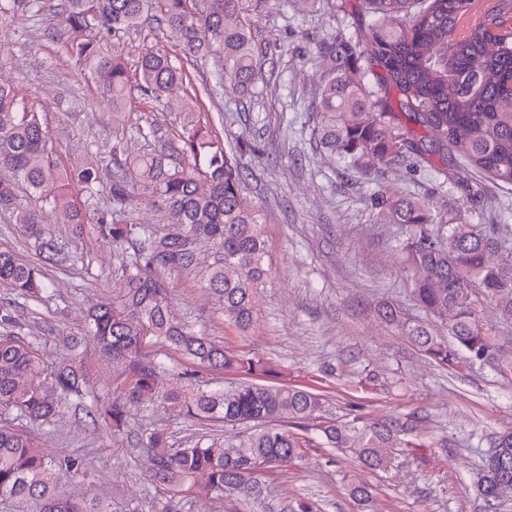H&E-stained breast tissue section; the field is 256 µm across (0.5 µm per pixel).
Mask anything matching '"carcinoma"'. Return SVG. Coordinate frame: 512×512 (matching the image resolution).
I'll use <instances>...</instances> for the list:
<instances>
[{
  "label": "carcinoma",
  "instance_id": "cac0c4a2",
  "mask_svg": "<svg viewBox=\"0 0 512 512\" xmlns=\"http://www.w3.org/2000/svg\"><path fill=\"white\" fill-rule=\"evenodd\" d=\"M32 0H0V24L30 9ZM349 0L332 4L336 36L319 45L328 60L318 85L314 130L320 147L375 185L370 195L376 219L400 226L395 245L410 276L411 294L424 312L406 318L392 303L378 306L381 322L394 328L431 363L453 368L466 361L489 363L512 373V357L478 307L491 305L512 320V229L475 224L463 214L439 224L423 199L393 194L385 175L407 168L450 166L448 179L472 198L481 188L470 173L512 183V33L493 29L491 17L512 18V0H492L465 38L456 18L470 0H365L360 36L346 39ZM262 0H60L54 13L62 47L78 58L106 94L112 112L131 116L144 101L170 99L183 70L169 56L147 52L139 60L140 82L132 83L122 58L107 40L143 28L148 18L178 42L184 58L215 56L217 79L243 94L266 84L257 65L252 28ZM175 141L158 150L133 154L122 142L112 147L115 172L101 183L91 163L64 165L48 148L40 112L0 81V207H10L15 223L56 251L49 218L60 216L82 232L88 206L78 200L107 193L111 207L97 212L94 228L117 252L124 273L121 303L110 300L88 313L90 336L112 360L117 395L102 401L89 390L83 358L74 352L50 365L39 342L0 336V502L24 512H111L84 497L62 496L57 486L84 469L73 456L47 454L25 430L48 425L62 406L85 403L93 424L112 438L128 435L133 410L162 404L196 421L241 427L226 442L211 434L195 436L181 448L161 429L134 434L164 500L149 512H197L198 504L234 497L243 503L263 493L260 475L297 454L300 440L284 425L312 422L327 448L344 451L370 470H387L396 448H423L420 435L398 420L360 416L328 418L322 395L286 384H260L266 363L247 350H228L185 323L173 320V268L197 263L193 244L211 243L219 261L203 279L223 303L224 320L240 332L253 323L256 298L271 277L264 264L265 240L257 211L246 201L238 152L224 145L203 112L184 105ZM25 186L34 206L14 205L15 186ZM168 207L173 228L159 231L136 224L133 204ZM0 284L39 298L47 291L42 270L0 251ZM172 346L195 369L182 363L146 359L145 343ZM201 368H219L242 380L218 388L196 383ZM360 512H373L371 487L346 486ZM477 512H497L512 501V431L497 433L492 452L481 461Z\"/></svg>",
  "mask_w": 512,
  "mask_h": 512
}]
</instances>
